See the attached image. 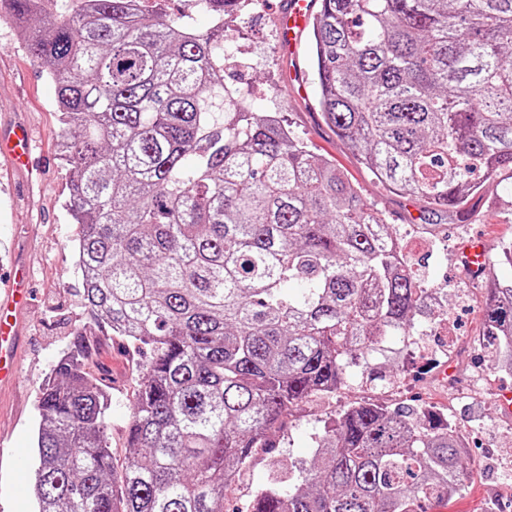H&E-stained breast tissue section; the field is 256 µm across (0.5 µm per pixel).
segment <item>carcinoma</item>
<instances>
[{
  "label": "carcinoma",
  "instance_id": "1",
  "mask_svg": "<svg viewBox=\"0 0 512 512\" xmlns=\"http://www.w3.org/2000/svg\"><path fill=\"white\" fill-rule=\"evenodd\" d=\"M138 2L0 0L55 85L82 304L150 350L118 471L73 333L37 398L38 512H224L295 409L388 383V339L432 313L396 225L227 94L222 9L248 0H209L208 33ZM312 36L322 118L378 182L459 220L477 169L512 200V0H321ZM471 276L482 346L512 371V281ZM315 443L247 512H426L464 488L455 424L428 410L355 402Z\"/></svg>",
  "mask_w": 512,
  "mask_h": 512
}]
</instances>
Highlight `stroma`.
I'll return each instance as SVG.
<instances>
[{"instance_id": "stroma-1", "label": "stroma", "mask_w": 512, "mask_h": 512, "mask_svg": "<svg viewBox=\"0 0 512 512\" xmlns=\"http://www.w3.org/2000/svg\"><path fill=\"white\" fill-rule=\"evenodd\" d=\"M281 0H263L260 8L235 15V28L252 53L245 66L227 72L244 101L263 91L264 109L280 112L287 124L316 154L329 157L358 183L364 201L382 213L400 233L419 262L428 284L441 288L443 305L453 307L448 329L458 343L434 349L423 358L398 355L388 371L396 377L387 390L361 385L333 398L311 399L294 412L276 450L286 464L311 461L314 435L325 421L349 403L362 399L429 406L448 416L466 446L469 472L462 491L433 501V512H512V411L499 402L512 391V371L500 368L479 341L484 294L465 278L462 249L481 240L500 278H512V265L502 245L512 239V207L488 205L485 196L470 203L469 220L426 212L411 195L391 191L358 164L347 144L325 124L318 106L316 55L310 32H303L294 54L281 52L277 16ZM25 123L35 145L32 166L0 178V286H6L12 262L31 270V303L22 314L23 334L17 342V383L0 387V442L10 448L15 464L0 465V512H35L31 494L36 464L39 390L66 348L73 330H83L95 343V372L109 398L107 410L115 468L127 463L126 431L139 371L150 352L132 348L98 326L82 306L81 276L74 257L76 227L66 210L68 171L57 143L60 136L55 88L22 49L11 22L0 20V136ZM444 224L446 235L425 237L426 223ZM467 303H458L459 295Z\"/></svg>"}]
</instances>
